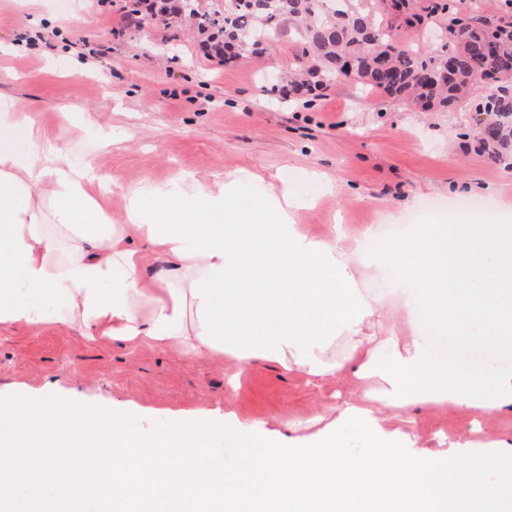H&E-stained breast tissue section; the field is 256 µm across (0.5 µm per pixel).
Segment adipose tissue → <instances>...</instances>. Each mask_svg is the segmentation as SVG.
<instances>
[{
  "instance_id": "obj_1",
  "label": "adipose tissue",
  "mask_w": 512,
  "mask_h": 512,
  "mask_svg": "<svg viewBox=\"0 0 512 512\" xmlns=\"http://www.w3.org/2000/svg\"><path fill=\"white\" fill-rule=\"evenodd\" d=\"M274 180L254 172L148 186L125 196L116 224L105 176L47 138L34 107L0 105V328L44 325L221 354L241 371L275 362L313 383L349 374L361 387L331 412L372 442L356 457L328 427L272 451L260 423H238L236 435L257 453L229 491L224 461L210 450L223 422L175 424L157 439L104 413L80 432L71 409L38 418L0 399V415L18 421L0 432V512H12L30 458L56 490L51 512H499L512 500L503 478L512 448L468 439L442 455L401 448L420 404L489 417L512 404V226L418 224L407 243L414 265L399 280L426 284L414 301L461 343L496 353L465 366L433 358L395 325L396 302L358 292V238L317 236L294 221L312 200L284 185L255 212L233 206L244 184ZM156 261L162 269L148 273ZM381 321L382 335L369 334ZM339 337L347 352L329 358ZM76 443L82 455H73ZM418 470L428 484L412 483Z\"/></svg>"
}]
</instances>
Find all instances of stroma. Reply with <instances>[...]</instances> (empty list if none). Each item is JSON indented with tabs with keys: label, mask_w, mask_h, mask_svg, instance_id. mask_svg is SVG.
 <instances>
[{
	"label": "stroma",
	"mask_w": 512,
	"mask_h": 512,
	"mask_svg": "<svg viewBox=\"0 0 512 512\" xmlns=\"http://www.w3.org/2000/svg\"><path fill=\"white\" fill-rule=\"evenodd\" d=\"M118 0H0V99L36 105L69 158L92 163L121 191L176 184L184 175L282 172L297 196L316 198L297 223L324 234L428 223L512 225V169L475 149L468 112H418L358 85L340 84L308 104L271 96L267 79L294 68L293 38L264 56L225 67L203 58L186 28L141 31L115 23ZM88 26L76 27L77 19ZM103 48L75 64L76 46ZM90 114L101 133L61 132V108ZM349 376L312 385L259 362L243 373L217 358L160 351L52 327L0 328V398L38 411L76 401L78 422L122 414L127 428L162 435L174 423L235 414L264 423L270 445L288 444V421L325 414L358 389ZM409 452L447 450L451 440L512 444V412L488 422L447 406L416 408Z\"/></svg>",
	"instance_id": "1"
}]
</instances>
